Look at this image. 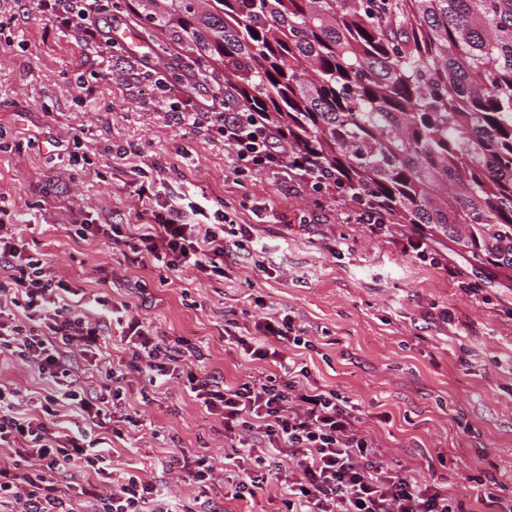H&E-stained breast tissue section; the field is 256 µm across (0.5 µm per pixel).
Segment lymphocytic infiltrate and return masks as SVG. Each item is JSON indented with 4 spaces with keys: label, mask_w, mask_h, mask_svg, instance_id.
I'll return each mask as SVG.
<instances>
[{
    "label": "lymphocytic infiltrate",
    "mask_w": 512,
    "mask_h": 512,
    "mask_svg": "<svg viewBox=\"0 0 512 512\" xmlns=\"http://www.w3.org/2000/svg\"><path fill=\"white\" fill-rule=\"evenodd\" d=\"M52 8L62 29L76 30L88 46L98 44L96 17L104 0H54ZM194 89L198 97L182 121L193 127L209 118L234 171L284 168L296 186L312 185V178L291 164L288 143L248 121L232 91H211L200 75ZM144 213L148 222L133 244L162 281L190 266L209 277L223 276L224 262L238 242L206 196L181 195ZM5 214L0 207V353L34 365L53 389L34 414L22 409L18 389L0 383V446L13 449L19 459L0 469V500L11 501L19 512H58L54 477L77 468L101 478L99 512H173L163 488L113 468L103 438L92 435L96 429L113 431L133 423L119 386L134 371L153 386L183 382L207 413L223 419L224 441L232 451L247 452L250 461L266 467L264 477L226 475L235 497L255 495L271 476L289 497L304 503L305 512H461L441 486L417 480L407 465L382 458L363 433L353 401L311 383L307 367L289 365L286 347H305L309 341L294 335L288 315L265 318L256 324V336L231 338L249 358L272 359L280 375L234 388L219 376L196 377L188 372L196 347L180 339L160 341L128 304L99 296L73 304L69 286L53 266L28 251L13 224L2 223ZM115 328L129 361L101 372L100 390L87 393L73 363L93 356L100 339ZM269 337L278 341V349L267 348Z\"/></svg>",
    "instance_id": "1"
}]
</instances>
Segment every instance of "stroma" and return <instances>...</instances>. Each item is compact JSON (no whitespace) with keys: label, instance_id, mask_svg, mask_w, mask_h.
<instances>
[{"label":"stroma","instance_id":"obj_1","mask_svg":"<svg viewBox=\"0 0 512 512\" xmlns=\"http://www.w3.org/2000/svg\"><path fill=\"white\" fill-rule=\"evenodd\" d=\"M169 74L165 103L150 91L145 60ZM197 64L170 40L128 54L95 49L56 28L33 0H0V205L33 217L23 237L70 288L128 303L165 339L196 344L191 371L236 386L276 373L225 341L285 313L311 340L301 362L312 381L355 400L363 431L419 480L447 486L464 512H492L487 492L512 495V280L456 244L430 241L460 272L451 281L403 253L400 237L345 223L328 191L296 188L282 170L234 174L224 145L178 114L194 103ZM90 92L76 98L77 82ZM124 155H116L117 147ZM168 198L194 190L266 243L262 263L241 256L225 277L183 268L171 282L129 247L86 236L85 224L134 222L142 182ZM473 281L485 299L462 289ZM123 397L137 425L112 440V463L163 485L178 512H288L267 480L255 498L226 495L224 422L183 389L144 379ZM208 459L216 481L166 471L169 453Z\"/></svg>","mask_w":512,"mask_h":512}]
</instances>
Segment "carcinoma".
Listing matches in <instances>:
<instances>
[{
  "mask_svg": "<svg viewBox=\"0 0 512 512\" xmlns=\"http://www.w3.org/2000/svg\"><path fill=\"white\" fill-rule=\"evenodd\" d=\"M344 201L512 279V0H132Z\"/></svg>",
  "mask_w": 512,
  "mask_h": 512,
  "instance_id": "cac0c4a2",
  "label": "carcinoma"
}]
</instances>
